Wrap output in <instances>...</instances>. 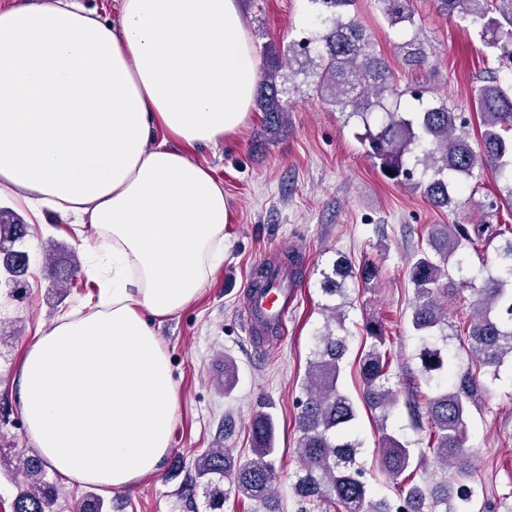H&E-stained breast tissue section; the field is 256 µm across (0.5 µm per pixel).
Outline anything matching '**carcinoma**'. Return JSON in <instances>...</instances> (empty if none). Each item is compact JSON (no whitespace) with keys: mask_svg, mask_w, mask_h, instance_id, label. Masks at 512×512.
Returning <instances> with one entry per match:
<instances>
[{"mask_svg":"<svg viewBox=\"0 0 512 512\" xmlns=\"http://www.w3.org/2000/svg\"><path fill=\"white\" fill-rule=\"evenodd\" d=\"M329 12L321 20L322 47L315 52L288 46V60L319 70L317 89L328 102L362 118L361 140L367 156L388 179L424 187L437 207L458 202V193L475 172L489 170L503 183L505 199L512 202V84L503 85L491 75L474 90L483 130L472 144L462 112L448 103L430 105L421 112L390 108L385 94L410 96L422 101L424 90H400L382 54L363 25L354 17L344 20V9L356 0H312ZM390 25L411 34L396 44L405 65L416 69L429 58L416 28L409 0H377ZM436 9L480 27L485 48L498 60L512 65V0H434ZM266 67L257 84L256 104L265 126H282L288 105L282 99V62L276 52L263 49ZM24 224L0 210V256L14 281L27 271L16 244ZM496 237L508 232L491 224H435L422 248L409 260L413 284L411 325L422 346L419 374H410L398 390L392 384L391 359L386 340L373 321L366 322L363 344L357 352L363 384V408L374 418L379 432L378 467L396 482V500L377 498L360 460L362 441L356 434L358 406L339 385L349 351L346 308L351 306L347 281L368 285L379 269L365 263L353 269L347 259L336 260L331 271L322 272V293L332 300L323 305L326 322L315 334L308 363L300 412L297 454L299 473L292 486L301 509L333 502L341 512H471L474 491L457 486L456 478L473 471L474 449L467 446L470 407L488 393L486 377L497 375L505 360L512 361V238L497 248V271L476 281L463 275L462 251L480 241L485 233ZM464 291L472 296L471 314L463 325L467 349L475 359L466 369L453 366L448 342L446 299ZM433 389L422 397L421 385ZM404 405L415 426L429 427L428 449L435 465L447 478L432 488L414 481L424 451H415L386 432L390 413ZM255 458L239 464L227 448H210L194 461L195 483L203 485L210 512H223L231 494L246 499L255 512H277L274 492L278 481L276 421L261 412L251 425ZM48 462L38 454L19 458L12 472L22 477L24 489L13 501V512H52L55 486L46 478Z\"/></svg>","mask_w":512,"mask_h":512,"instance_id":"1","label":"carcinoma"}]
</instances>
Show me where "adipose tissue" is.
<instances>
[{
  "label": "adipose tissue",
  "instance_id": "adipose-tissue-1",
  "mask_svg": "<svg viewBox=\"0 0 512 512\" xmlns=\"http://www.w3.org/2000/svg\"><path fill=\"white\" fill-rule=\"evenodd\" d=\"M258 61L238 0H81L0 8V194L91 225L100 292L39 331L21 363L27 433L72 485L157 473L178 392L155 324L224 259L230 205L186 147L245 126ZM165 138H156V130Z\"/></svg>",
  "mask_w": 512,
  "mask_h": 512
}]
</instances>
